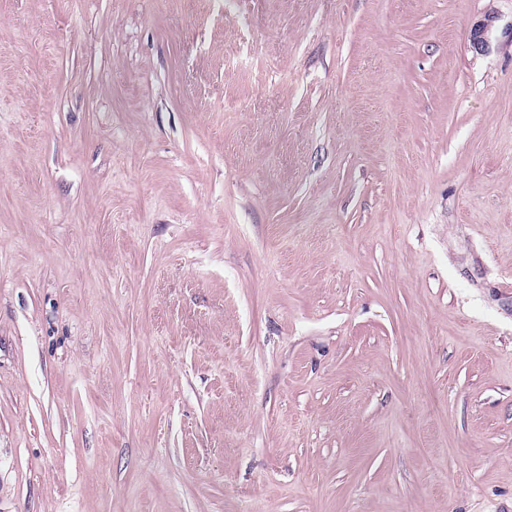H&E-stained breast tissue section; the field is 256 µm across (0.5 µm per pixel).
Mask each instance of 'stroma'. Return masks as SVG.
<instances>
[{
    "label": "stroma",
    "instance_id": "stroma-1",
    "mask_svg": "<svg viewBox=\"0 0 512 512\" xmlns=\"http://www.w3.org/2000/svg\"><path fill=\"white\" fill-rule=\"evenodd\" d=\"M0 512H512V0H0Z\"/></svg>",
    "mask_w": 512,
    "mask_h": 512
}]
</instances>
